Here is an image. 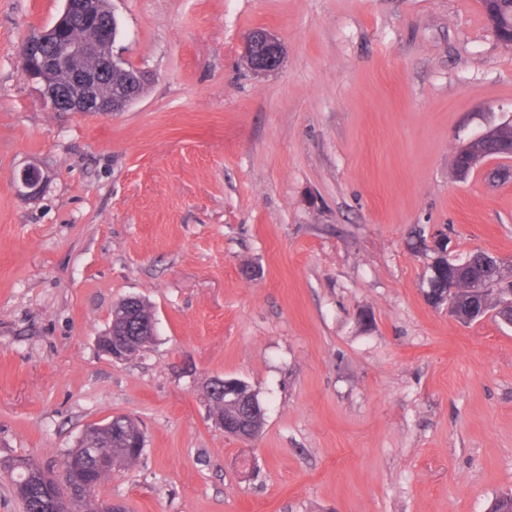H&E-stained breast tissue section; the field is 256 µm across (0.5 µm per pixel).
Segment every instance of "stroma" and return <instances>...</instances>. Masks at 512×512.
I'll use <instances>...</instances> for the list:
<instances>
[{
  "label": "stroma",
  "instance_id": "stroma-1",
  "mask_svg": "<svg viewBox=\"0 0 512 512\" xmlns=\"http://www.w3.org/2000/svg\"><path fill=\"white\" fill-rule=\"evenodd\" d=\"M64 0H0V461L60 465L86 426L146 446L99 496L127 512H489L512 490V326L428 304L413 245L512 260L511 159L458 146L512 119V46L480 0H109L154 79L123 112H56L18 44ZM274 31L254 76L244 34ZM48 177L18 196L26 166ZM140 296L157 336L97 346ZM266 407L253 445L207 379ZM285 49L280 40L266 28H253L244 36L243 59L256 76H263L280 68Z\"/></svg>",
  "mask_w": 512,
  "mask_h": 512
}]
</instances>
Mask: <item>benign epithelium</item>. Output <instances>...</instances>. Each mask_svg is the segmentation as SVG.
Masks as SVG:
<instances>
[{"instance_id": "7a95c632", "label": "benign epithelium", "mask_w": 512, "mask_h": 512, "mask_svg": "<svg viewBox=\"0 0 512 512\" xmlns=\"http://www.w3.org/2000/svg\"><path fill=\"white\" fill-rule=\"evenodd\" d=\"M117 19L106 0H65L64 9L49 27L29 35L17 55L24 78L43 85V95L56 112H123L139 98L140 90L152 80L149 72L131 68L113 53ZM285 49L270 30L257 27L244 36L243 59L256 76L280 68ZM504 122L469 139L456 151L457 166L466 174L477 167L488 147L500 144L512 153V139L500 138V131L511 127ZM20 195L35 197L46 183L36 166H27L14 175ZM448 232L432 234L423 254L433 253L429 267L448 259V269L456 281L465 277L464 264L447 258ZM502 287L512 288V266H504L499 256L489 254ZM54 512H78V506L93 485L75 481L67 469L54 474Z\"/></svg>"}]
</instances>
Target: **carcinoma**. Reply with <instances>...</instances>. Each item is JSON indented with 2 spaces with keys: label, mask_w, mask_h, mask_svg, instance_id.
<instances>
[{
  "label": "carcinoma",
  "mask_w": 512,
  "mask_h": 512,
  "mask_svg": "<svg viewBox=\"0 0 512 512\" xmlns=\"http://www.w3.org/2000/svg\"><path fill=\"white\" fill-rule=\"evenodd\" d=\"M485 15L490 27L504 44L512 42V0H482ZM484 252L474 250L465 255V259L473 261V270L480 273L485 279L486 291L474 294L467 288H458L453 295H448V267L441 266L429 273L427 283L433 293L441 297L442 301H450L449 309L467 321L474 322L484 318L489 312L496 311L502 301L506 300V289H495V275L483 267ZM155 319L152 307L143 299L129 296L112 309V328L100 337L103 346H117L133 342L137 345L134 357L141 356L149 345L141 344V337L137 329L140 322L147 323ZM210 413L216 420L229 423H242L244 430L239 431L227 428L228 435L239 437L240 433L261 434L265 422V408L258 399L257 394L247 384L236 399H224L217 390L213 389L207 399ZM120 433L118 438L109 441L103 435L92 432L87 435V442L97 448L101 453L112 454V461L118 466H129L137 463L143 449L132 447V440L140 435L139 422L129 416L121 417L119 421ZM0 471L7 474L15 493L20 500L23 512H52L51 485L49 476L54 473L35 460L26 456H17L0 466Z\"/></svg>",
  "instance_id": "cac0c4a2"
}]
</instances>
